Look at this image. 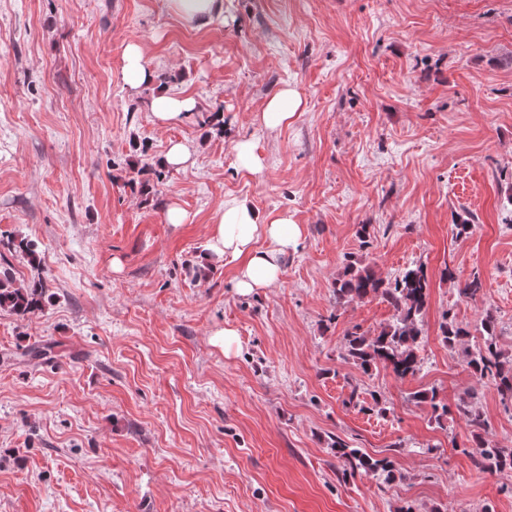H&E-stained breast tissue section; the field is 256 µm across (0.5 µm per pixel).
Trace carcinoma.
<instances>
[{
  "label": "carcinoma",
  "instance_id": "1",
  "mask_svg": "<svg viewBox=\"0 0 512 512\" xmlns=\"http://www.w3.org/2000/svg\"><path fill=\"white\" fill-rule=\"evenodd\" d=\"M8 250L21 253L29 262H37L35 244L25 238L7 244ZM46 282L41 272L26 279L15 271L9 261L0 268V311L17 317H27L43 308ZM336 303L346 304L369 297H379L395 311V320L379 329L364 331L352 326L344 335V362L367 374L383 367L401 379L414 377L423 369L421 357V318L430 296V281L423 265L405 268L394 279L378 276L370 267L350 265L333 283ZM441 343L451 350H459L469 372L479 378L494 382L503 399L512 401V353L498 344L496 319L492 312H485L480 322L481 341L475 339L468 326L455 319H446L440 326ZM412 400L425 407L431 419L442 425L448 417V404L439 398L436 389H425L412 394ZM476 392L469 391L456 404V411L470 430L475 446L468 450L474 466L488 473L512 471V448H502L488 439L487 422L478 406ZM350 402L363 412H381V398L375 394L371 400L359 397L352 391ZM330 452L339 462L342 479L358 475L380 476L386 482L396 478L398 469L390 457L376 459L341 440L332 439Z\"/></svg>",
  "mask_w": 512,
  "mask_h": 512
}]
</instances>
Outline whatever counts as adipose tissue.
I'll return each instance as SVG.
<instances>
[{
	"mask_svg": "<svg viewBox=\"0 0 512 512\" xmlns=\"http://www.w3.org/2000/svg\"><path fill=\"white\" fill-rule=\"evenodd\" d=\"M301 106L299 91L288 87L272 96L256 119L265 128H281L293 120ZM302 234L301 226L288 213L265 216L248 201L230 199L217 213L201 261L207 265L233 261V286L237 293L246 295L280 281L282 258L299 244Z\"/></svg>",
	"mask_w": 512,
	"mask_h": 512,
	"instance_id": "obj_1",
	"label": "adipose tissue"
}]
</instances>
